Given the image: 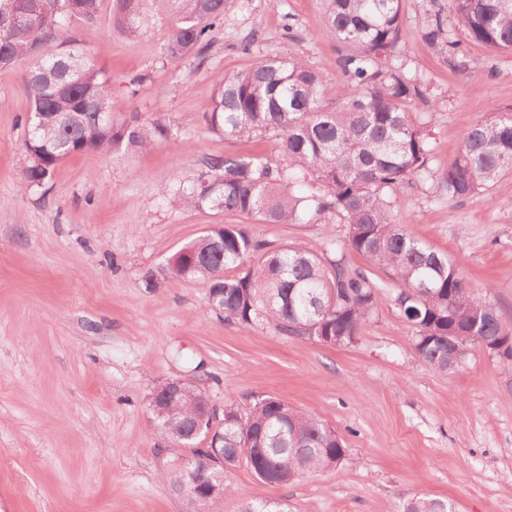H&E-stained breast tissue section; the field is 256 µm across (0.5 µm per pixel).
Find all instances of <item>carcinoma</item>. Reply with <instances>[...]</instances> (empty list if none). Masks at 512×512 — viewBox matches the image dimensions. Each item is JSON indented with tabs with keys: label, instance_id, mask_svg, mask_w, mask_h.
Segmentation results:
<instances>
[{
	"label": "carcinoma",
	"instance_id": "cac0c4a2",
	"mask_svg": "<svg viewBox=\"0 0 512 512\" xmlns=\"http://www.w3.org/2000/svg\"><path fill=\"white\" fill-rule=\"evenodd\" d=\"M104 0H0V66L35 59L26 81L31 110L23 142L29 163L23 188L43 185L68 157L86 152L148 149L170 139L161 122L136 115L118 121L109 112L111 80L98 58L61 39L67 23L93 25ZM174 24L165 55L172 64L208 60L214 29L224 25L226 0H162ZM326 33L342 47L344 81L336 106L325 105L320 74L284 48L252 54L258 31L239 45L251 55L241 70L224 74L202 114L204 124L228 139L279 140L287 165L259 156L215 157L189 182L176 181L172 197L185 208L216 209L267 224L312 223L334 210L347 224V245L386 269L399 287L396 305L416 330L414 351L434 371L461 366L483 340L494 338L512 361V332L495 307L473 295L447 256L415 238L391 214V194L429 171L433 146L422 115L413 111L421 83L400 61L402 0H319ZM109 29L137 40L150 30L143 0H110ZM454 23L448 24V17ZM448 54L466 56L477 44L491 53L512 52V0H435L424 32ZM512 172V108H491L467 131L456 156L438 177L450 200L479 197ZM334 245L270 250L238 224H213L171 259V271L208 286L210 306L247 330L256 324L286 336L342 347L352 343L375 307L374 284L350 272L343 260H326ZM261 254L258 268L248 265ZM241 269L229 276V269ZM167 404L161 430L200 452L186 438L185 422L204 393ZM213 439L224 450V482L191 478L172 465L161 474L173 489L222 512L234 492L227 478L246 463L263 482L285 486L333 470L345 457L343 441L322 421L274 395H263L245 415L229 404L213 414ZM239 512H289L288 503L245 501ZM397 512H452L439 499L414 496Z\"/></svg>",
	"mask_w": 512,
	"mask_h": 512
}]
</instances>
